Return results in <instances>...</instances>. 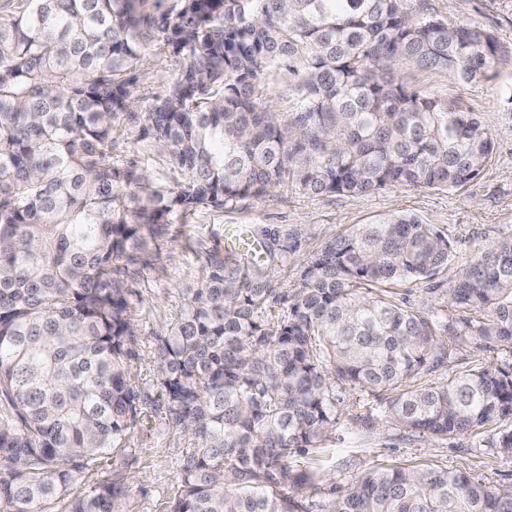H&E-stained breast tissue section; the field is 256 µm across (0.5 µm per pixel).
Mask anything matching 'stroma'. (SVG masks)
<instances>
[{
    "label": "stroma",
    "instance_id": "stroma-1",
    "mask_svg": "<svg viewBox=\"0 0 512 512\" xmlns=\"http://www.w3.org/2000/svg\"><path fill=\"white\" fill-rule=\"evenodd\" d=\"M424 9L460 25L478 24L493 32L505 52L490 79L467 84L445 71L400 68L397 76L474 112L482 121L494 150L478 178L448 192L394 187L352 197L308 195L278 189L275 195L234 209H201L187 223L172 225L174 241L160 259L125 281L135 335L131 371L147 389L156 370L155 336L178 310L184 289L202 275L204 251L223 239L224 229L248 224L264 232L270 251L287 248L288 263H269L277 285L294 288L296 269L327 242L350 234L359 225L390 214L411 213L434 225L453 247L449 271L434 280L393 284L391 297L418 309L446 305L450 273L465 264L474 250L512 235V0H422ZM338 424L329 440L307 454L293 457L302 468L315 470L322 488L343 486L352 478L380 467L445 468L488 485L512 484V457L498 454L492 442L512 429V419L488 423L462 436L429 439L386 424L370 432L352 429L354 392L337 386ZM185 442L170 429L133 433L128 447L108 460L113 482L129 489L123 512H166L177 492Z\"/></svg>",
    "mask_w": 512,
    "mask_h": 512
}]
</instances>
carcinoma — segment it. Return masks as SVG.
<instances>
[{
	"mask_svg": "<svg viewBox=\"0 0 512 512\" xmlns=\"http://www.w3.org/2000/svg\"><path fill=\"white\" fill-rule=\"evenodd\" d=\"M0 16V512H120L104 459L161 428L129 366L122 276L161 253L174 218L278 188L364 196L448 191L494 145L474 113L394 79L402 66L469 83L497 37L416 0H10ZM171 80L134 102L144 57ZM288 111L266 106L276 86ZM167 155L157 183L113 156ZM448 238L407 213L326 243L274 285L264 257L215 246L155 336L151 385L185 439L169 512H512V485L444 469H381L330 486L289 459L336 427V386L378 401L368 432L464 434L512 418V367L424 378L475 344L512 357V237L477 251L448 298L410 309L369 287L448 271ZM97 476L86 489L80 477ZM113 136L119 145V149L118 151H115V153L118 154L120 159H125L126 157L127 159L130 158L143 162V159L145 158V170L148 171L149 175H151L155 181L167 183L171 181L173 177L178 176L177 173L173 172L172 165L168 158L162 154H158L157 151L153 149H148L145 152V157L141 153L133 154L132 152H123L125 143L132 139V136L124 126H121V124H119L117 131Z\"/></svg>",
	"mask_w": 512,
	"mask_h": 512,
	"instance_id": "cac0c4a2",
	"label": "carcinoma"
}]
</instances>
